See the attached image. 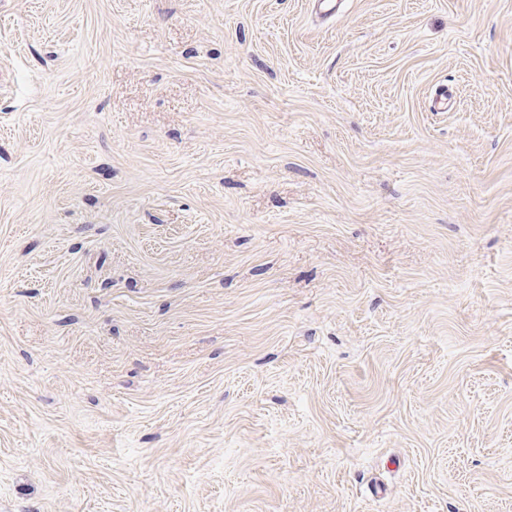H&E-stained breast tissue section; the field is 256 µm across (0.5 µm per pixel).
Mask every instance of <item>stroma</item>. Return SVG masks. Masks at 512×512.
Segmentation results:
<instances>
[{
  "label": "stroma",
  "mask_w": 512,
  "mask_h": 512,
  "mask_svg": "<svg viewBox=\"0 0 512 512\" xmlns=\"http://www.w3.org/2000/svg\"><path fill=\"white\" fill-rule=\"evenodd\" d=\"M0 512H512V0H0Z\"/></svg>",
  "instance_id": "obj_1"
}]
</instances>
